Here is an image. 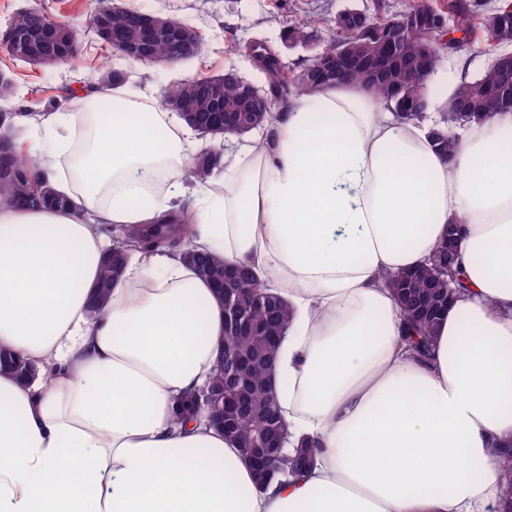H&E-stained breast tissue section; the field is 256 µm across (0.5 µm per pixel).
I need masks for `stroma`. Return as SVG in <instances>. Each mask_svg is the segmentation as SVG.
Segmentation results:
<instances>
[{
	"label": "stroma",
	"instance_id": "obj_1",
	"mask_svg": "<svg viewBox=\"0 0 512 512\" xmlns=\"http://www.w3.org/2000/svg\"><path fill=\"white\" fill-rule=\"evenodd\" d=\"M98 0H0V27H6L23 10L39 9L54 21L76 29L79 55L74 63L32 66L14 60L0 49V72L14 82L12 98L0 104V115L10 118V129L25 149L33 147V120L51 112L73 111L81 98L99 87L106 72L123 74L124 86L152 84L165 92L198 74L220 75L233 70L243 80L267 90L269 76L255 60L249 45L263 42L288 73L289 95H296L301 74L325 43L336 36L335 19L347 10L380 18L421 5L445 9L447 0H114L130 10L172 17L202 37L199 54L175 65L134 63L105 46L86 27L85 19ZM316 21L311 37L303 43H285V27L307 18ZM482 31L465 37L453 49H442L441 62L428 80V97L434 106L425 117L433 125L446 122L448 92L461 81L479 79L492 62Z\"/></svg>",
	"mask_w": 512,
	"mask_h": 512
}]
</instances>
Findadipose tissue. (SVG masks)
Here are the masks:
<instances>
[{
    "label": "adipose tissue",
    "mask_w": 512,
    "mask_h": 512,
    "mask_svg": "<svg viewBox=\"0 0 512 512\" xmlns=\"http://www.w3.org/2000/svg\"><path fill=\"white\" fill-rule=\"evenodd\" d=\"M154 89L115 90L92 147L83 115L34 128L69 209L0 208V512H487L512 443V112L467 125L451 155L425 119L398 121L363 83L295 96L262 147L184 186L194 130ZM192 246L250 266L287 300L274 365L291 447L313 465L258 486L238 443L176 420L224 336L210 283L176 251L130 254L91 314L109 228L168 216ZM468 284L428 361L401 341L385 283L449 225Z\"/></svg>",
    "instance_id": "adipose-tissue-1"
}]
</instances>
